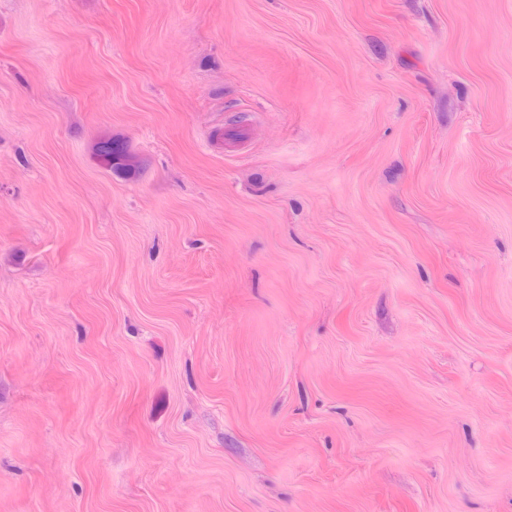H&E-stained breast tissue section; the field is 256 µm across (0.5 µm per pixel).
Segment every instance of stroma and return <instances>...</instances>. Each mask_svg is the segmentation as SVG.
I'll list each match as a JSON object with an SVG mask.
<instances>
[{"instance_id": "stroma-1", "label": "stroma", "mask_w": 512, "mask_h": 512, "mask_svg": "<svg viewBox=\"0 0 512 512\" xmlns=\"http://www.w3.org/2000/svg\"><path fill=\"white\" fill-rule=\"evenodd\" d=\"M0 512H512V0H0ZM129 152L125 142L121 143L117 140L101 141L97 148L96 155L100 156L103 161L100 163L104 168L115 173L131 174L132 171L126 168L121 162V157Z\"/></svg>"}]
</instances>
